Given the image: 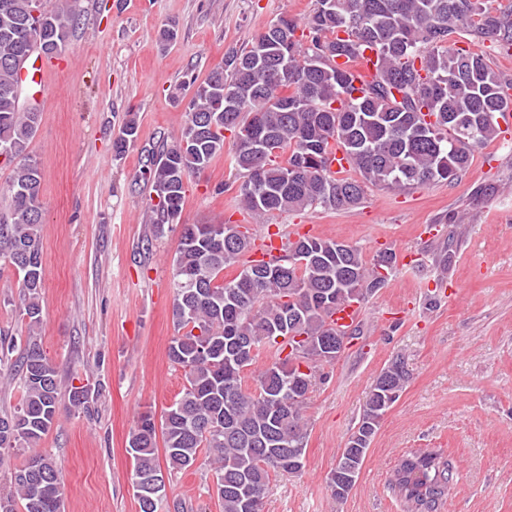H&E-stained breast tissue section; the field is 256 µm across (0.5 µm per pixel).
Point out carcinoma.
<instances>
[{
  "label": "carcinoma",
  "instance_id": "1",
  "mask_svg": "<svg viewBox=\"0 0 512 512\" xmlns=\"http://www.w3.org/2000/svg\"><path fill=\"white\" fill-rule=\"evenodd\" d=\"M78 0L47 9L40 0H0V164L13 167L11 203L0 215V266L18 278L15 312L28 330L23 348L0 338V365H10L22 395L0 414V450L27 453L0 494V512H63L64 484L55 458L37 446L60 412L61 380L37 340L45 316L40 226L41 171L29 154L40 113L21 109L14 58L35 34L62 52L80 23ZM512 51V4L491 10L483 0H314L303 18L278 16L250 45L232 48L224 64L198 83L186 120L172 142L140 149V180L149 190L154 236L182 213L190 176L204 171L232 138L231 163L241 208L256 219L316 208L346 211L366 190L405 192L451 182L475 147L496 139L499 119L512 112L505 78L477 52L452 49L459 36ZM370 51L374 76L357 82L350 63ZM138 139L130 116L112 148L123 158ZM356 176L329 168L334 150ZM170 363L183 370V392L166 410L161 430L152 412L138 416L127 452L139 512H193L169 498L165 472L208 460L222 512H265L271 474L304 466V408L316 374L338 356L333 320L345 305L362 304L396 269L397 257L372 260L357 245L299 236L281 254L250 260L246 224H175ZM239 273L224 280V268ZM272 359L244 374L263 350ZM409 372L400 356L378 374L363 413L327 476L331 496L344 501L358 480L387 412ZM95 391L69 390L85 409ZM162 434L167 471L159 463ZM389 487L404 512H438L454 489V464L436 451L403 457Z\"/></svg>",
  "mask_w": 512,
  "mask_h": 512
}]
</instances>
